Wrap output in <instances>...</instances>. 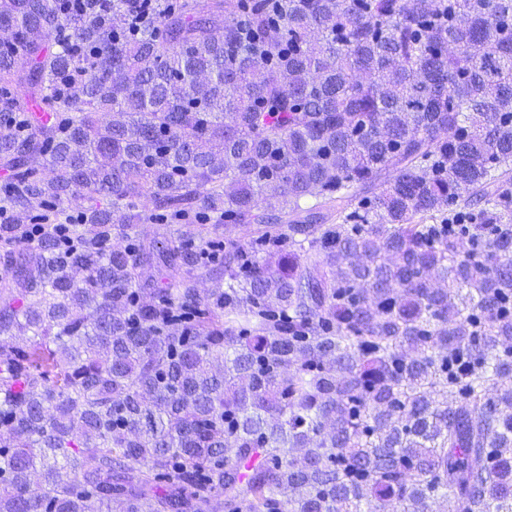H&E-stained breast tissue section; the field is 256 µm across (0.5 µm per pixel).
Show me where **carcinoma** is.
Wrapping results in <instances>:
<instances>
[{
  "instance_id": "obj_1",
  "label": "carcinoma",
  "mask_w": 512,
  "mask_h": 512,
  "mask_svg": "<svg viewBox=\"0 0 512 512\" xmlns=\"http://www.w3.org/2000/svg\"><path fill=\"white\" fill-rule=\"evenodd\" d=\"M136 7L0 0V512H512V0ZM212 216V215H211ZM200 224H205L203 236L206 240H215L219 242L234 241L240 242L243 239L242 227L238 224H224V219L212 218L201 221L193 216L183 219H173L166 216L164 219L154 217L145 224H137L132 229L127 230V238H119L121 233L126 229L121 225L120 221L114 220L111 224L110 234L112 235V243L116 240L129 241H154L158 247H166L170 244H178L190 238L191 234H197Z\"/></svg>"
}]
</instances>
